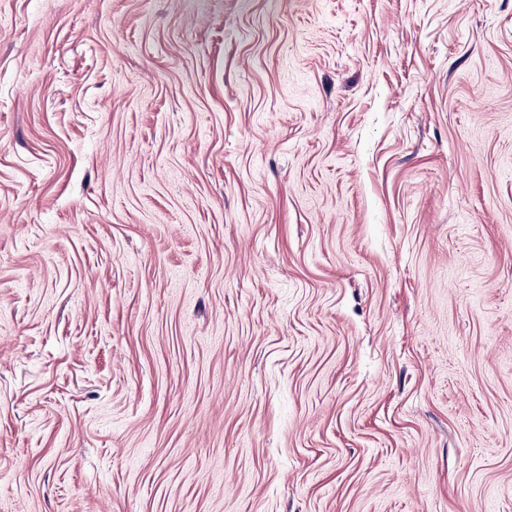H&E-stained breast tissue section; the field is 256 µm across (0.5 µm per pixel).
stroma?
<instances>
[{
	"instance_id": "obj_1",
	"label": "stroma",
	"mask_w": 512,
	"mask_h": 512,
	"mask_svg": "<svg viewBox=\"0 0 512 512\" xmlns=\"http://www.w3.org/2000/svg\"><path fill=\"white\" fill-rule=\"evenodd\" d=\"M0 512H512V0H0Z\"/></svg>"
}]
</instances>
